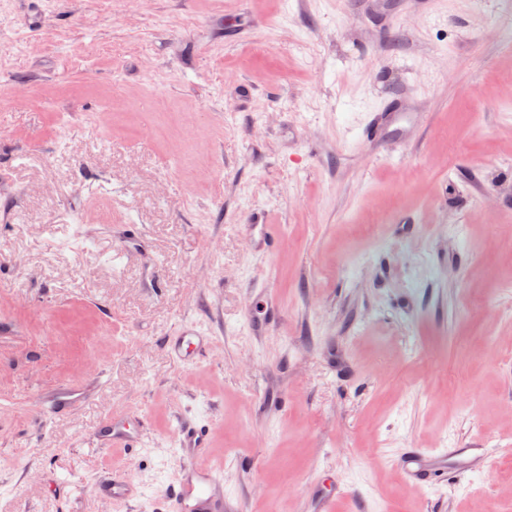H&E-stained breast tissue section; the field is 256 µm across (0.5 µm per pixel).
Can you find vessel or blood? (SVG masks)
I'll use <instances>...</instances> for the list:
<instances>
[{
	"label": "vessel or blood",
	"instance_id": "b4317fda",
	"mask_svg": "<svg viewBox=\"0 0 512 512\" xmlns=\"http://www.w3.org/2000/svg\"><path fill=\"white\" fill-rule=\"evenodd\" d=\"M166 346L179 362L192 364L212 346L210 336L195 326L182 327L168 338ZM85 397L81 388H62L47 399L50 413L63 412L80 404ZM179 448L183 470L177 486L163 499L162 512H227L229 505L217 494L221 481L219 471L199 465L198 459L210 445V427L206 424L180 423ZM142 431L130 427L120 416L104 417L93 441L103 448H135L140 446ZM472 451L468 448H407L400 452L396 464L404 483L421 489L446 478L448 474L466 475L472 468ZM99 496L115 503H128L139 496L137 484L124 472L113 471L111 477L97 485Z\"/></svg>",
	"mask_w": 512,
	"mask_h": 512
}]
</instances>
